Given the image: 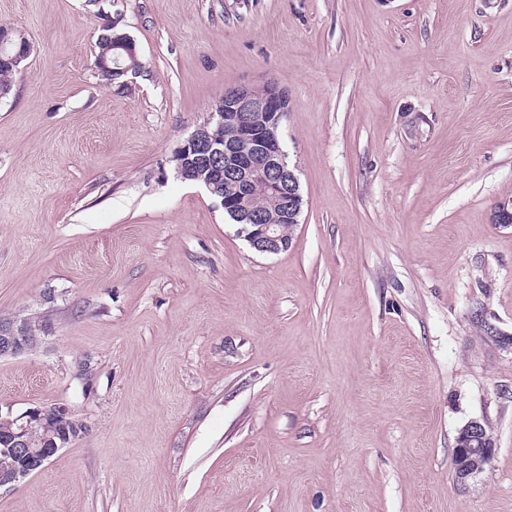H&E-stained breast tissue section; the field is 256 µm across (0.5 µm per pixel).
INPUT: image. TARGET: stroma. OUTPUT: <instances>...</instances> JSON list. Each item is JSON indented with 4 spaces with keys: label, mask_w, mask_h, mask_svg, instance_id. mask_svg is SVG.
I'll return each instance as SVG.
<instances>
[{
    "label": "stroma",
    "mask_w": 512,
    "mask_h": 512,
    "mask_svg": "<svg viewBox=\"0 0 512 512\" xmlns=\"http://www.w3.org/2000/svg\"><path fill=\"white\" fill-rule=\"evenodd\" d=\"M141 64L94 68L105 18ZM0 411L86 430L0 512H512V0H0ZM275 83L304 198L253 250L174 155ZM482 419L491 463L454 475ZM15 33L19 38L18 49L10 53L8 52V46L11 44V33ZM0 63H6L9 67L15 68L17 71L20 70V65L28 58L31 52V44L24 36L23 33L13 30H0ZM11 70L2 64L0 65V89L5 90L8 88L10 94L13 86V78L17 71ZM30 318L0 319V357H15L40 348L47 339L50 326L43 323L38 333L31 331ZM496 452V445L485 424L473 420L459 429L454 448V469L458 482L466 483L481 473Z\"/></svg>",
    "instance_id": "obj_1"
}]
</instances>
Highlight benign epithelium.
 I'll return each instance as SVG.
<instances>
[{"mask_svg":"<svg viewBox=\"0 0 512 512\" xmlns=\"http://www.w3.org/2000/svg\"><path fill=\"white\" fill-rule=\"evenodd\" d=\"M18 49L10 53L11 31L0 30V63L20 69L28 58L31 44L17 33ZM289 110L288 97L275 85H242L229 88L218 101L211 122L227 126L235 135L213 139L207 126L198 127L176 154L180 179L189 177L190 158L203 173L195 175L224 209L243 221L241 233L259 253L278 254L288 250L292 239L281 235L275 224L263 223L262 209L256 205L252 187L263 183L266 203L278 208L289 221H297L304 204L295 171L287 162L279 129ZM50 326L31 331V319H0V357H15L40 348ZM86 424L65 405L35 408L13 417L0 414V450L16 463L0 470V489L14 488L42 468L58 452L71 446ZM496 452V445L485 424L473 420L459 429L454 448V469L458 482L465 483L481 473Z\"/></svg>","mask_w":512,"mask_h":512,"instance_id":"1","label":"benign epithelium"}]
</instances>
